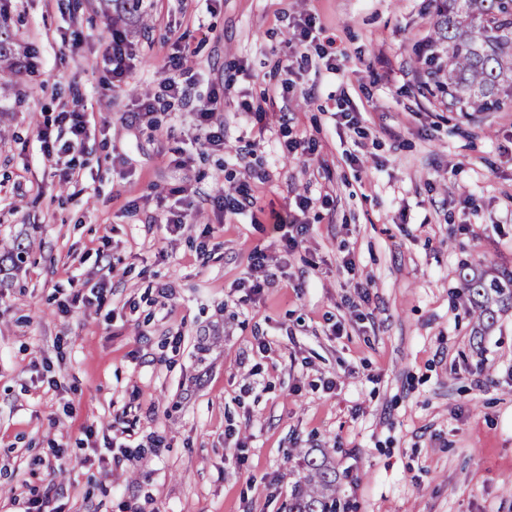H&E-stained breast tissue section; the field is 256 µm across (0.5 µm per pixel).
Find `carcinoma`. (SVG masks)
I'll return each mask as SVG.
<instances>
[{
	"label": "carcinoma",
	"mask_w": 512,
	"mask_h": 512,
	"mask_svg": "<svg viewBox=\"0 0 512 512\" xmlns=\"http://www.w3.org/2000/svg\"><path fill=\"white\" fill-rule=\"evenodd\" d=\"M137 13V0H101L112 8ZM430 36L416 50L431 80L422 85L432 97L448 101V111L496 112L512 106V0H434ZM15 52L9 32L0 29V66L11 65ZM460 276L477 312L481 331L512 308V273L488 278ZM341 478L325 457L307 454L288 501V512H340Z\"/></svg>",
	"instance_id": "1"
}]
</instances>
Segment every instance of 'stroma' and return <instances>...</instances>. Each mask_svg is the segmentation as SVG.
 Masks as SVG:
<instances>
[{
  "instance_id": "1",
  "label": "stroma",
  "mask_w": 512,
  "mask_h": 512,
  "mask_svg": "<svg viewBox=\"0 0 512 512\" xmlns=\"http://www.w3.org/2000/svg\"><path fill=\"white\" fill-rule=\"evenodd\" d=\"M429 2L144 0L111 23L100 0H0L18 60L0 72V512L34 492L61 512H285L308 451L347 512H512V310L475 335L459 275L512 272V108L420 95ZM305 14L336 72L278 69ZM115 33L135 56L120 91ZM169 76L190 97L162 96ZM215 92L225 149L175 166ZM77 96L92 133L66 181L38 134L68 139L54 118ZM243 180L253 206L218 209ZM303 196L288 253L266 215ZM257 249L275 275L252 294ZM75 274L101 306L73 303ZM110 440L127 453L99 462Z\"/></svg>"
}]
</instances>
